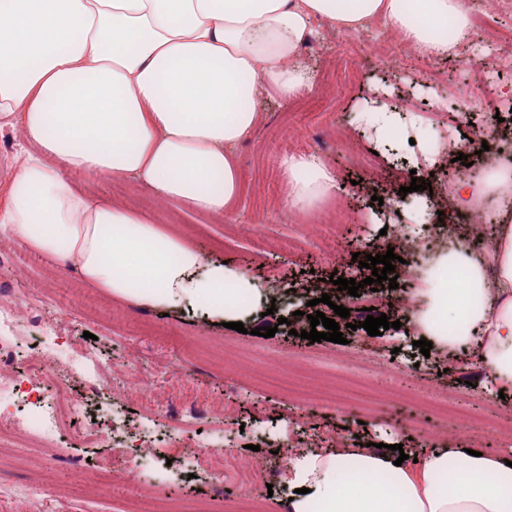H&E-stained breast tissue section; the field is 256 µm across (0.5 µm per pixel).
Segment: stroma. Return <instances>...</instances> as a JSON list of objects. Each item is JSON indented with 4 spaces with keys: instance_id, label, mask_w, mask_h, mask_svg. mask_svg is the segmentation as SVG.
<instances>
[{
    "instance_id": "obj_1",
    "label": "stroma",
    "mask_w": 512,
    "mask_h": 512,
    "mask_svg": "<svg viewBox=\"0 0 512 512\" xmlns=\"http://www.w3.org/2000/svg\"><path fill=\"white\" fill-rule=\"evenodd\" d=\"M365 39L381 46L400 42L399 35L379 26L365 29L358 40L341 28L316 23L300 62L325 101L304 113L294 102L261 92V120L234 150L242 189L223 217L160 200L130 178L70 176L93 199L138 210L155 224L185 235L208 259L246 272L262 293L268 314L245 317L244 332L112 297L24 242L0 236V252L11 258L10 265L0 268V285L17 310H24L33 297L47 302L41 327L57 342L93 334L90 348L109 363L108 378L121 386L114 413L142 426L157 423L143 404L149 390L162 402L211 408L198 441L171 435L153 457L138 456L133 464L126 449H113L112 468L98 479L92 476V462L99 449L75 448L62 440L31 447L26 433L12 432L9 420H1L0 432L12 434L14 444L0 447V487L10 491L0 497V512H154L161 501L184 503L188 512H236L238 489L203 475L189 477L185 467L194 452L209 451L206 434L221 426L231 430V444L244 458L266 467L262 482L272 485L273 494L264 503L271 512H280L288 499L290 448L329 450L353 440L361 447L401 444L420 455L450 440L462 448L512 455V442L497 431L512 420V391H499L477 358L461 349L418 354L420 334L403 298L422 293L423 279L407 290L379 284L385 299L370 313L365 310L368 288L362 285L353 297L335 290L330 281L335 274L362 284L371 271L353 262V253L386 254L397 228L415 240L430 224L459 226L461 215L447 201L451 186L465 178L468 165L483 166L512 144V60L479 71L461 49L450 60L412 54L403 66L387 69L364 51ZM451 85L476 101L471 119L484 127L489 151L469 154L464 164L418 165L420 157L440 159L448 151L447 130L422 114ZM381 106L397 124L415 128L414 138L392 143L383 127L369 123L368 115ZM290 152L317 156L336 182L332 194L306 213L288 204L281 162ZM415 177L430 181V191L409 193L404 207L394 208L400 187ZM315 224L335 225V250L314 236ZM325 293L331 296L327 305L320 301ZM337 305L350 311L344 343L298 338V331L310 327L309 315L320 311L333 317ZM383 315L400 321V329L371 336L358 326L366 317ZM268 326L276 327L275 336L257 335V328ZM355 347L361 350L357 363L362 368L391 362L438 380L460 404L464 419L427 421L409 402L386 394L367 404L346 398L327 410L313 401L299 407L284 389L262 385L248 373L249 367L269 362L280 373H298L305 384L312 373L329 376V364ZM228 395L236 404L229 415L224 412ZM155 459L161 465L146 493L134 481L132 468Z\"/></svg>"
}]
</instances>
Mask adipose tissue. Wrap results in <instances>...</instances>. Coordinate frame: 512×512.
<instances>
[{"mask_svg": "<svg viewBox=\"0 0 512 512\" xmlns=\"http://www.w3.org/2000/svg\"><path fill=\"white\" fill-rule=\"evenodd\" d=\"M472 0H0V121L33 149L13 173L0 235L17 238L113 297L198 308L234 321L258 303L243 272L205 263L180 233L80 192L71 173L131 177L159 199L212 215L241 190L233 150L261 117L256 83L288 99L309 84L298 62L316 22L373 24L416 54L479 41ZM288 202L310 210L334 188L310 155L283 162ZM512 190V160L455 203ZM415 317L438 347H475L493 382L512 388V225H493L481 255L459 240ZM289 512H512V467L445 442L418 460L343 444L295 453Z\"/></svg>", "mask_w": 512, "mask_h": 512, "instance_id": "ef3b65f1", "label": "adipose tissue"}]
</instances>
